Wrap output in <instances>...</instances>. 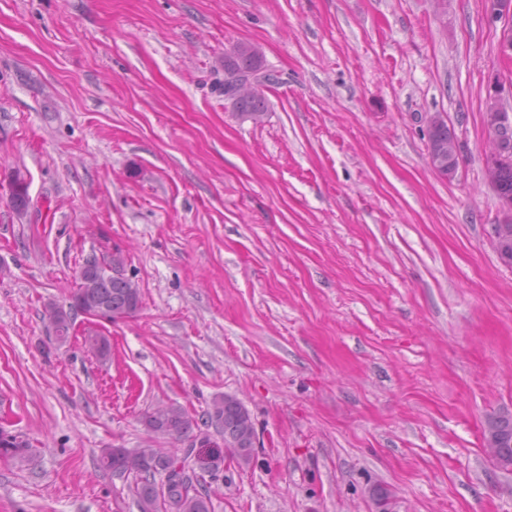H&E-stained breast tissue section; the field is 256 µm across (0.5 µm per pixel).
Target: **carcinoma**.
I'll return each instance as SVG.
<instances>
[{
	"label": "carcinoma",
	"instance_id": "cac0c4a2",
	"mask_svg": "<svg viewBox=\"0 0 512 512\" xmlns=\"http://www.w3.org/2000/svg\"><path fill=\"white\" fill-rule=\"evenodd\" d=\"M224 68L228 77L252 76L262 70V58L250 52V45L240 43L224 53ZM234 109L242 116L259 122L266 104L258 92L233 102ZM428 148L431 164L444 177L448 168H458L460 145L447 122L434 123L428 127ZM498 189V196L512 198V163H497L487 159ZM496 242H507V249L497 252L499 259L507 264L512 261V216L504 224L493 225ZM95 295L103 298L112 311L111 321L116 323L133 316L140 307L141 294L130 278H102L93 289ZM54 317L56 340L69 335L72 317L63 310L48 311ZM141 421L147 430L167 436L174 442H193L199 438L195 431L200 425L212 426L224 436V458L239 468L251 464L255 454L253 440L256 436L251 415L246 407L234 396L220 395L213 399L210 409L201 419L181 405L168 404L145 412ZM487 428L500 437L501 447L494 453L500 465H512V414H501L487 422ZM30 442L7 448L0 445V457L24 461L29 457ZM181 448H103L99 461L101 467L112 474L129 480L128 490L136 498L139 512H211V483L192 485L191 477L170 478L163 486L158 480L179 462Z\"/></svg>",
	"mask_w": 512,
	"mask_h": 512
}]
</instances>
